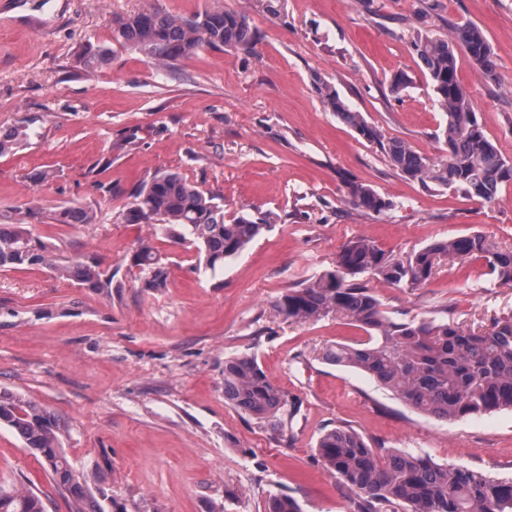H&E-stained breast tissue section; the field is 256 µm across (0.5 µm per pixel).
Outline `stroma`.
<instances>
[{
  "mask_svg": "<svg viewBox=\"0 0 512 512\" xmlns=\"http://www.w3.org/2000/svg\"><path fill=\"white\" fill-rule=\"evenodd\" d=\"M248 17V49L200 48L169 68L112 41V18L155 5L191 16L213 4ZM481 26L497 62L484 77L466 54L458 78L486 132L512 161V0H0V132L30 121V137L0 156V224L24 221L61 261L111 268L110 293L41 266L0 272V391L32 400L63 428L74 470L107 512H263L271 495L302 512H358L359 498L324 468L320 435L352 427L370 447L512 478V409L443 421L420 414L363 372L323 360L361 339L333 316L298 324L272 307L288 289L333 270L341 248L366 237L404 258L442 239L479 233L512 246V185L482 204L402 177L375 145L326 110L316 80L387 138L439 158L444 111L411 48L417 33L448 39ZM108 47L102 66L83 45ZM407 73L400 95L391 78ZM52 178L39 181V171ZM179 172L224 202V218L274 213L276 224L218 274L194 249L123 215L155 172ZM390 201L354 206L347 182ZM77 203L92 224H45ZM150 242L168 286L142 288L130 256ZM362 283L401 320L466 327L512 311V285L482 261L441 267L420 288L371 275ZM256 357L288 395V419L259 420L224 400L225 359ZM0 477L39 492L46 512H74L23 440L0 426Z\"/></svg>",
  "mask_w": 512,
  "mask_h": 512,
  "instance_id": "obj_1",
  "label": "stroma"
}]
</instances>
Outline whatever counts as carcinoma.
Segmentation results:
<instances>
[{
  "label": "carcinoma",
  "mask_w": 512,
  "mask_h": 512,
  "mask_svg": "<svg viewBox=\"0 0 512 512\" xmlns=\"http://www.w3.org/2000/svg\"><path fill=\"white\" fill-rule=\"evenodd\" d=\"M256 38L246 16L213 6L191 17L159 9L112 18V41L170 66L194 55L202 46L246 49ZM463 50L490 80L497 78L491 45L482 27L465 24L451 40L419 33L412 42L418 64L428 77L447 121L442 130L445 155L432 159L398 138L386 139L360 112L353 111L330 84L316 81L325 107L359 138L376 145L404 178L453 189L484 204H492L512 184V165L495 140L477 122L463 121L475 113L472 100L457 74L458 50ZM82 59L94 65L110 60L107 47L88 43ZM29 137L28 121L0 135V155L11 152ZM355 206L382 213L391 203L367 185L348 183ZM124 215L134 224L159 222L156 232L196 251L198 264L215 272L224 261L244 251L275 222L272 214H244L224 220V205L215 196L173 171H158L132 193ZM54 224H91L95 212L76 204L62 205L48 214ZM465 259L484 261L487 274L512 283V249H495L479 233L441 240L405 259L391 257L372 241L346 243L335 269L288 289L273 308L290 322L306 323L336 315L366 333L353 344L328 348L323 358L356 368L391 390L414 410L440 420L512 409V315L490 327L474 329L457 323L421 319L408 322L390 317L376 295L356 277L369 274L394 285L420 287L434 278L442 264ZM144 275L143 287L160 292L167 287L166 263L144 245L131 256ZM48 266L84 288L109 292L112 271L97 262L59 264L47 244L34 236L30 225L0 224V271L25 266ZM224 401L257 418L288 412V398L267 378L257 359L243 355L224 361ZM14 430L25 447L41 458V465L60 487L83 502L77 512H104L97 500H84L88 480L69 464L61 448L59 423L32 401L0 393V426ZM323 466L358 493L359 512H512V479L490 477L454 465H439L408 452L384 453L370 447L354 429L336 426L317 442ZM0 512H45L43 500L32 490L0 485ZM264 512H302L293 498L273 495Z\"/></svg>",
  "instance_id": "cac0c4a2"
}]
</instances>
